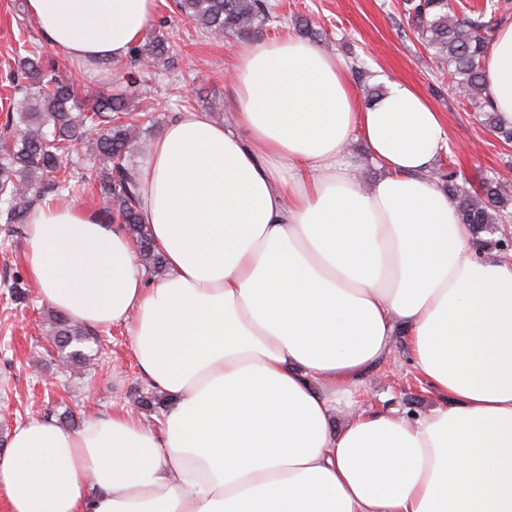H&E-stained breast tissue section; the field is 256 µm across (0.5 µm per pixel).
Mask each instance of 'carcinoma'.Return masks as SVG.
Here are the masks:
<instances>
[{
	"instance_id": "1",
	"label": "carcinoma",
	"mask_w": 512,
	"mask_h": 512,
	"mask_svg": "<svg viewBox=\"0 0 512 512\" xmlns=\"http://www.w3.org/2000/svg\"><path fill=\"white\" fill-rule=\"evenodd\" d=\"M175 8L206 36L238 41L262 36L272 14L268 0H175ZM405 11L438 70L452 75V88L462 104L477 112L498 137L512 142V127L499 123L483 78L489 29L483 21L485 13L460 18L451 0H406ZM132 53L140 65L156 68L166 64L168 46L162 36L148 34ZM17 69L25 84L8 108L6 126L18 128V135L0 143V204L5 223H28L45 193L68 188L76 178L68 166L70 151L83 144L99 159L94 184L105 213L116 214L126 225L142 265L163 275L165 258L143 223L134 167L127 162V154L139 144L143 122L152 116L131 115L135 111L132 98L123 94L99 93L93 105H86L74 81L56 75L55 62L31 48L18 57ZM436 178L448 189L460 222L475 236L501 223L504 209L512 205V186L487 179L481 193L473 195L451 162L438 167ZM52 322L53 342L66 365L87 363L93 331L57 311L52 312Z\"/></svg>"
}]
</instances>
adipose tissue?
<instances>
[{
  "instance_id": "1",
  "label": "adipose tissue",
  "mask_w": 512,
  "mask_h": 512,
  "mask_svg": "<svg viewBox=\"0 0 512 512\" xmlns=\"http://www.w3.org/2000/svg\"><path fill=\"white\" fill-rule=\"evenodd\" d=\"M48 47L101 67L139 43L156 0H27ZM483 77L512 126V21ZM232 116L182 112L136 169L168 276L124 225L37 207L25 261L41 297L92 328L125 325L169 406L71 429L16 427L9 512H512V262L481 256L432 172L448 143L412 85L364 102L306 40L235 51ZM382 169L371 184L350 145ZM406 338L434 404L336 406Z\"/></svg>"
}]
</instances>
